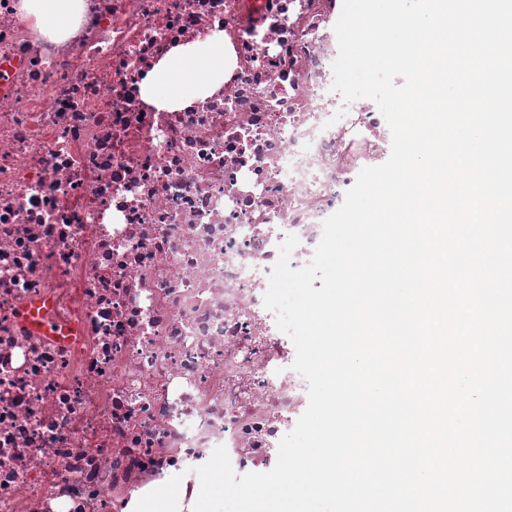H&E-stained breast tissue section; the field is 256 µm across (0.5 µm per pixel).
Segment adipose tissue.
<instances>
[{
  "label": "adipose tissue",
  "mask_w": 512,
  "mask_h": 512,
  "mask_svg": "<svg viewBox=\"0 0 512 512\" xmlns=\"http://www.w3.org/2000/svg\"><path fill=\"white\" fill-rule=\"evenodd\" d=\"M18 9L54 40L65 39L68 16H82L83 0H18ZM224 83V40L212 37L174 46L140 86L143 101L160 109L184 108Z\"/></svg>",
  "instance_id": "adipose-tissue-1"
}]
</instances>
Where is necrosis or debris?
Wrapping results in <instances>:
<instances>
[{
    "mask_svg": "<svg viewBox=\"0 0 512 512\" xmlns=\"http://www.w3.org/2000/svg\"><path fill=\"white\" fill-rule=\"evenodd\" d=\"M43 37L0 0V512H124L186 494L225 447L265 472L309 399L263 305L278 247L322 222L389 126L332 91L336 0H84ZM219 35L223 86L159 110L140 85ZM32 309L56 328L23 325Z\"/></svg>",
    "mask_w": 512,
    "mask_h": 512,
    "instance_id": "1",
    "label": "necrosis or debris"
}]
</instances>
